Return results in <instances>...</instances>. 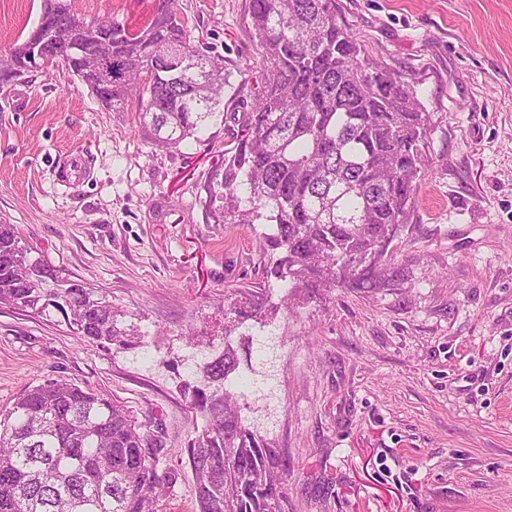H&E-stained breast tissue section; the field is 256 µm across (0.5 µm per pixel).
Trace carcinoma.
I'll return each instance as SVG.
<instances>
[{"label": "carcinoma", "instance_id": "1", "mask_svg": "<svg viewBox=\"0 0 512 512\" xmlns=\"http://www.w3.org/2000/svg\"><path fill=\"white\" fill-rule=\"evenodd\" d=\"M259 74L243 81L233 145L205 185L216 224H259L270 274L288 291L355 283L407 218L427 170L428 114L409 82L370 59L339 20L336 0H249ZM95 57L64 59L109 112L136 103L152 144L178 149L224 116V58L197 43L176 0H157L146 25L57 23L42 44L26 34L0 59V83L95 32ZM65 303L74 333L131 346L107 295L20 245L0 222V304L43 312ZM228 350L204 364L212 390H192L205 424L186 448L197 512H279L287 464L247 429L224 380ZM142 425L121 406L65 380H47L0 411V512H158L175 475L158 468Z\"/></svg>", "mask_w": 512, "mask_h": 512}]
</instances>
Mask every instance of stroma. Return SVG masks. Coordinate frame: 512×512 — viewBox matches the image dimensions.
Here are the masks:
<instances>
[{
    "label": "stroma",
    "mask_w": 512,
    "mask_h": 512,
    "mask_svg": "<svg viewBox=\"0 0 512 512\" xmlns=\"http://www.w3.org/2000/svg\"><path fill=\"white\" fill-rule=\"evenodd\" d=\"M42 0H0V52ZM223 55L232 110L259 51L248 0H178ZM156 0H71L135 29ZM368 56L429 116L428 171L363 281L288 296L250 224H217L204 185L232 134L181 150L108 112L65 64L0 90V222L32 256L108 295L127 350L64 315L0 306V409L51 379L122 405L176 478L161 512H195L185 389L232 347L243 424L288 461L280 512H512V0H337ZM89 171L65 177L70 157ZM275 344L258 357L255 338Z\"/></svg>",
    "instance_id": "1"
}]
</instances>
